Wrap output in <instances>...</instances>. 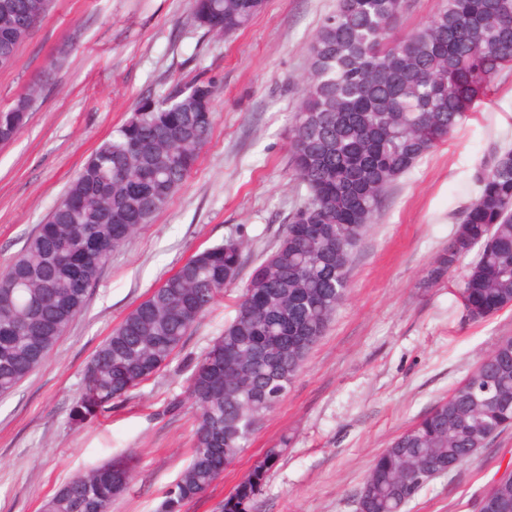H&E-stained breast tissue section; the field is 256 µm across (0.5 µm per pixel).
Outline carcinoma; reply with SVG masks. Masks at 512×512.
Wrapping results in <instances>:
<instances>
[{
    "instance_id": "obj_1",
    "label": "carcinoma",
    "mask_w": 512,
    "mask_h": 512,
    "mask_svg": "<svg viewBox=\"0 0 512 512\" xmlns=\"http://www.w3.org/2000/svg\"><path fill=\"white\" fill-rule=\"evenodd\" d=\"M263 0H191L195 23L222 36L245 27ZM52 8V0H0V62ZM404 0H337L310 47L309 76L289 131L291 171L306 196L276 247L252 270L236 314L193 366L190 460L155 512H182L224 473L288 391L349 290L354 250L389 186L452 136L512 66V0H440L424 26L394 36ZM29 86L0 109L12 141L39 97ZM209 79L143 100L87 160L63 199L0 273V395L50 356L84 309L112 251L182 186L214 125ZM479 194L435 259L428 288L475 253L459 286L467 319L512 307V148L478 176ZM244 241L229 237L190 257L112 330L84 370L70 419L112 408L166 365L193 324L238 278ZM512 427V336L372 464L357 512H402L456 460ZM288 438L268 448L220 504L252 512ZM133 469L112 460L70 478L43 512H112Z\"/></svg>"
}]
</instances>
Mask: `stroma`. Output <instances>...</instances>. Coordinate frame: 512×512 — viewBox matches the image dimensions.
<instances>
[{"mask_svg":"<svg viewBox=\"0 0 512 512\" xmlns=\"http://www.w3.org/2000/svg\"><path fill=\"white\" fill-rule=\"evenodd\" d=\"M335 7L264 0L248 27L218 38L195 25L189 0H54L13 65L0 69V108L41 87L27 125L0 144V271L145 97L163 98L202 75L217 88L212 136L184 184L113 252L47 361L0 396V512H42L73 475L113 458L128 460L135 477L112 512H154L177 479L192 452L193 416L169 405L185 397L192 362L234 317L252 269L306 194L289 167V130L309 44ZM511 146L512 68L447 142L388 189L354 252L347 297L304 371L241 459L184 512H219L284 436L288 449L255 512H357L373 460L512 336V307L466 319L460 271L435 287L418 285L477 198V173ZM231 235L247 243L240 274L183 347L111 411L72 422L83 370L113 328L193 254ZM509 469L512 429L429 481L404 512H477Z\"/></svg>","mask_w":512,"mask_h":512,"instance_id":"obj_1","label":"stroma"}]
</instances>
